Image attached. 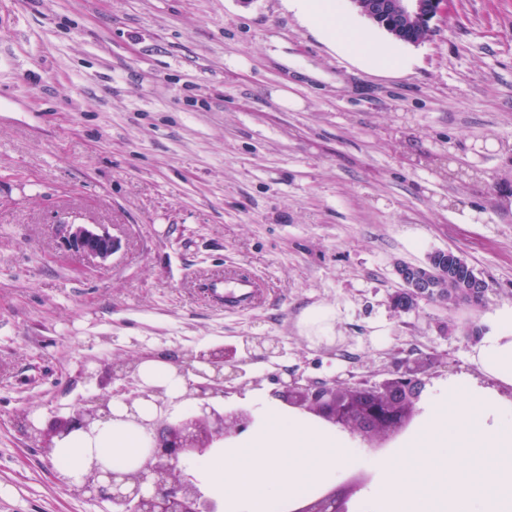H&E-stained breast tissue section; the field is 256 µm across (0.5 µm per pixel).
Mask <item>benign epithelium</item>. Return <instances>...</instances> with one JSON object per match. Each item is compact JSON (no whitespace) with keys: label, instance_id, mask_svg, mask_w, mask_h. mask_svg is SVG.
I'll use <instances>...</instances> for the list:
<instances>
[{"label":"benign epithelium","instance_id":"obj_1","mask_svg":"<svg viewBox=\"0 0 512 512\" xmlns=\"http://www.w3.org/2000/svg\"><path fill=\"white\" fill-rule=\"evenodd\" d=\"M352 7L397 39L406 30L430 34L435 23L448 18L451 0H350ZM63 243L72 254L107 262L118 241L104 224H65ZM437 261L430 253L419 264L398 262L394 272L406 286L404 296L424 295L430 285L425 270ZM160 360L184 379L185 391L171 397L164 386H148L140 365ZM429 362L405 359L394 377L382 383L348 385L334 379L301 382L284 368L271 376L275 396L288 407L327 426L347 430L372 448H384L406 431L417 415V403L425 385ZM109 379L97 370L83 368L95 390L81 399L80 407L59 404L52 433L45 434L27 423L34 436L44 440L46 453L71 434L95 435L107 420L130 421L146 431L149 448L132 469L114 472L94 460L79 484L99 504H112L113 512H222L223 505L206 496L194 474L185 469L191 457H202L223 447L224 442L247 433L254 423L253 411L224 407V397L242 391L236 351L222 345L190 353L163 350L140 351L134 356L114 357ZM361 478L332 486L301 499L291 512H350V500Z\"/></svg>","mask_w":512,"mask_h":512}]
</instances>
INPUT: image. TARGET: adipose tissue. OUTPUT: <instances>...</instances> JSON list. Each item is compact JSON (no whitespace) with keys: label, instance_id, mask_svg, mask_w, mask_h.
<instances>
[{"label":"adipose tissue","instance_id":"adipose-tissue-1","mask_svg":"<svg viewBox=\"0 0 512 512\" xmlns=\"http://www.w3.org/2000/svg\"><path fill=\"white\" fill-rule=\"evenodd\" d=\"M286 2L303 24L365 66L382 71L407 67V59L394 46L374 38L343 11L341 0ZM471 362L483 376L499 386L512 388V311L489 321L472 348ZM63 446L73 476H80L86 459L94 455L105 460L110 468L121 470L141 448L142 431L131 423L112 420L103 424L95 437L77 433L66 439Z\"/></svg>","mask_w":512,"mask_h":512}]
</instances>
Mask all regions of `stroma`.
I'll list each match as a JSON object with an SVG mask.
<instances>
[{
    "mask_svg": "<svg viewBox=\"0 0 512 512\" xmlns=\"http://www.w3.org/2000/svg\"><path fill=\"white\" fill-rule=\"evenodd\" d=\"M400 49L407 69L369 70L285 0H0V512H101L23 430L86 397L84 365L233 345L263 383L224 403L249 407L284 367L379 383L430 355L410 429L380 451L353 438L336 474H367L350 510L369 512L379 462L421 439L448 379L478 377L467 328L512 308V0H452ZM70 222L118 250L72 257ZM437 250L484 302L395 311V264ZM233 272L260 304L210 305ZM264 336L280 356L250 349Z\"/></svg>",
    "mask_w": 512,
    "mask_h": 512,
    "instance_id": "stroma-1",
    "label": "stroma"
}]
</instances>
